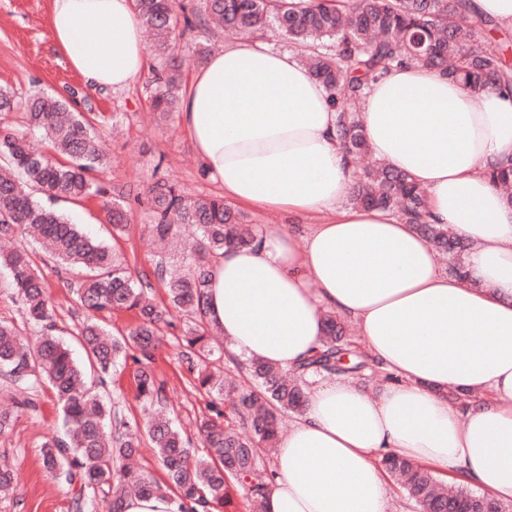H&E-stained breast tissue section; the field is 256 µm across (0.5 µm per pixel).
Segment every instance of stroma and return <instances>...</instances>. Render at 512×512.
Instances as JSON below:
<instances>
[{
	"mask_svg": "<svg viewBox=\"0 0 512 512\" xmlns=\"http://www.w3.org/2000/svg\"><path fill=\"white\" fill-rule=\"evenodd\" d=\"M49 12L50 0H0V86L22 98L40 91L63 95L74 111L92 117L110 157L109 166L96 177L103 194L84 206H67L66 212L87 234L105 238L110 227L102 210L104 199L128 195L129 226L112 246L132 270L150 269L156 246L145 229L149 222L146 204L136 200V193L160 177L195 198H220L224 190L209 177L177 115L162 119L151 108L152 79L155 72L165 69V60L148 56L140 77L125 89L91 88L54 44ZM202 42L218 49L228 45L229 39L218 29H198L179 37L175 56L184 79H191L199 67L196 49ZM41 271L61 335L74 341L85 312L53 267L45 265ZM174 321L175 328L169 329L154 352L153 366L166 384L170 415L191 433L196 419L207 413L209 398L177 357L178 325L183 318L178 315ZM59 424L52 394L44 388L35 410L22 414L13 430L0 436V463L9 464L18 481L16 496L0 500V512H73L72 488L47 476L40 461L44 437L52 435Z\"/></svg>",
	"mask_w": 512,
	"mask_h": 512,
	"instance_id": "1",
	"label": "stroma"
}]
</instances>
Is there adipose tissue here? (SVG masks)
I'll return each mask as SVG.
<instances>
[{
    "label": "adipose tissue",
    "mask_w": 512,
    "mask_h": 512,
    "mask_svg": "<svg viewBox=\"0 0 512 512\" xmlns=\"http://www.w3.org/2000/svg\"><path fill=\"white\" fill-rule=\"evenodd\" d=\"M49 26L91 86L122 89L145 68L132 0H51ZM327 97L295 54L245 41L193 74L179 112L226 199L331 214L303 246L272 227L254 248L216 259L208 315L232 351L294 369L333 311L394 376L374 392L310 376L264 512H393L379 463L388 451L512 503V207L487 176L512 158V99L410 63L370 81L360 102L373 158L416 179L432 221L470 242L463 278L412 225L346 205ZM452 391L464 405L449 404Z\"/></svg>",
    "instance_id": "ef3b65f1"
}]
</instances>
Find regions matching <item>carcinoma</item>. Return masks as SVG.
<instances>
[{
    "instance_id": "carcinoma-1",
    "label": "carcinoma",
    "mask_w": 512,
    "mask_h": 512,
    "mask_svg": "<svg viewBox=\"0 0 512 512\" xmlns=\"http://www.w3.org/2000/svg\"><path fill=\"white\" fill-rule=\"evenodd\" d=\"M193 17H184L188 30L221 26L240 34L271 29L309 50L310 72L322 82L336 109V141L348 158L366 163L352 172L349 202L354 206L392 211L420 232L441 255L453 262L448 273L468 275L463 256L469 244L444 224L427 222L425 190L411 176L373 159L360 124L359 101L365 83L394 66L414 62L464 83L475 91L496 87L512 93V66L500 44L479 36L478 28L495 26L470 18L467 0H309L306 7L292 0H200ZM133 8L159 56L175 48L176 0H133ZM181 81L174 71L156 77L152 106L159 117L176 111ZM22 114L30 132H38L52 155L33 150L27 135L0 129V268L10 272V288L25 322L37 329L29 344L21 329L0 320V380L9 404L0 408V436L9 433L18 415L34 405L39 389L49 387L60 407L64 430L41 444V465L48 476L76 492V512H95L84 491L105 493L107 512H123L127 497L168 498L174 512H224L233 494L262 500L273 473L265 458L279 443L280 420L302 409L306 374L326 372L357 376L371 358L350 348L345 328L335 313L324 315L320 345L293 371L250 359L237 362L247 385H232L213 364L211 341L217 329L207 313V288L214 260L226 248L248 249L259 242V228L221 198L194 199L176 184L159 178L146 189L152 214L149 233L166 242L183 225L195 228L181 264L166 250L155 255L150 271L131 272L103 241L89 237L79 225L50 207L49 200L81 204L101 193L95 173L108 163V154L94 132L92 119L69 110L55 96L34 93L17 98L0 87V112ZM493 187L503 190L512 205V160L488 172ZM112 237L124 235L127 206L112 199L104 205ZM27 235L40 239L54 264L75 271L67 283L88 313L78 330V342L88 366L75 361L69 345L55 335L57 325L43 277L27 249L14 242ZM166 288L168 304L150 297L153 281ZM128 311L135 323L112 336L97 315ZM185 316L179 342L180 358L198 386L210 396L208 413L196 422L203 445L191 441L165 417V382L152 363L161 326H171L172 312ZM133 365L137 398L151 409L145 425L112 413L101 388L106 377ZM153 448L163 470L159 481L132 465L142 440ZM387 473L403 488L420 512H512V506L474 492L470 487L444 485L434 473L387 453ZM13 469L0 464V499L15 496Z\"/></svg>"
}]
</instances>
